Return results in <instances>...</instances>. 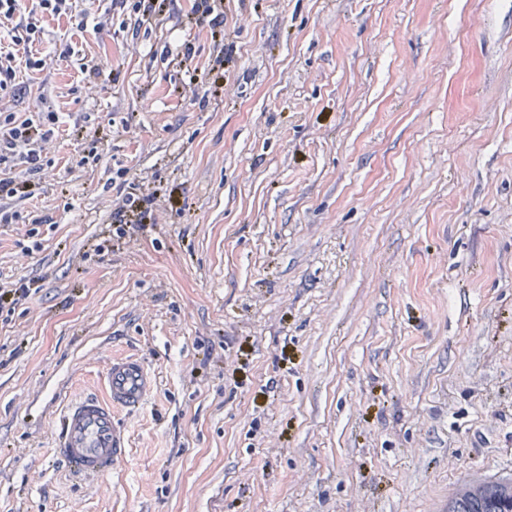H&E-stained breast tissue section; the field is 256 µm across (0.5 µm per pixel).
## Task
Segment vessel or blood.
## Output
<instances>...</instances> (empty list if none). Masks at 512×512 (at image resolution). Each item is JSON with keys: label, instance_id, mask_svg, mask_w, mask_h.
Here are the masks:
<instances>
[{"label": "vessel or blood", "instance_id": "obj_1", "mask_svg": "<svg viewBox=\"0 0 512 512\" xmlns=\"http://www.w3.org/2000/svg\"><path fill=\"white\" fill-rule=\"evenodd\" d=\"M105 397L86 396L68 402L54 435L58 458L83 477H104L125 458L124 430L115 418L119 409H140L150 396L154 378L139 361L113 360L104 380Z\"/></svg>", "mask_w": 512, "mask_h": 512}]
</instances>
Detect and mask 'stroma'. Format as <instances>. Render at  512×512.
<instances>
[{
	"mask_svg": "<svg viewBox=\"0 0 512 512\" xmlns=\"http://www.w3.org/2000/svg\"><path fill=\"white\" fill-rule=\"evenodd\" d=\"M136 2L45 22L95 85L51 58L0 100L63 120L0 198L47 218L0 224V512H446L512 474V0ZM120 357L156 384L84 480L54 425ZM60 49V50H59ZM59 51V53H58ZM54 53L55 55H58V58L63 59H70L71 62L76 64L78 66V69L81 73L86 74L89 77H94L96 75H99L100 72L103 71V65L101 63H95L93 61H88L84 55L81 54L79 50H75L72 43H68L65 41V43L60 42L59 48L58 44H54V48L49 50V53ZM62 59V60H63ZM90 136V139H86V144L83 155L80 159V164L84 167H97L101 161L103 160V154H104V138L102 136H99L97 131L93 133V135H87V137ZM132 191H128L125 194H121L122 200L119 203V206L113 210L114 215V229H113V237L116 239H122L126 233V222L125 218L129 216L131 213H136L139 211L140 214L144 213L146 209L143 210V205L146 203V197L142 194L137 193V188L129 186Z\"/></svg>",
	"mask_w": 512,
	"mask_h": 512,
	"instance_id": "stroma-1",
	"label": "stroma"
}]
</instances>
